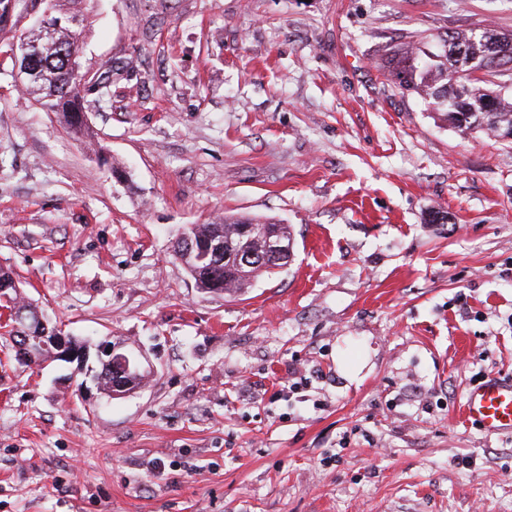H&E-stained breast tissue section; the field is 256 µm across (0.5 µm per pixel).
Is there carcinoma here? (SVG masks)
<instances>
[{"label": "carcinoma", "instance_id": "cac0c4a2", "mask_svg": "<svg viewBox=\"0 0 512 512\" xmlns=\"http://www.w3.org/2000/svg\"><path fill=\"white\" fill-rule=\"evenodd\" d=\"M63 0H0V88L13 86L14 57L8 55L14 41L24 37L39 57L40 72L25 84V93L45 112H56L61 122L80 140L92 138L86 112L91 107L88 95L96 88L107 87L108 78L97 76L92 85L83 82L85 71L79 65V42L89 18L62 7ZM50 11L51 25L58 27L55 37L47 36L39 25V17ZM503 34L493 29L480 32L452 33L443 40L444 50L423 65H418L421 50L415 42L406 43L397 51L393 60V73L398 86L429 101L437 111V119L451 125L463 134L493 132L501 135L512 128V93L501 77L512 69V54L499 59L498 65L485 77L471 79L467 67L459 61L448 59L446 48L458 49L466 57L484 59L496 52ZM247 222L244 217L226 216L224 221L213 224H192L186 234L195 240L218 237L224 240V253L219 265L211 260L200 261L195 257L181 259L195 286L203 287L209 277L218 276L224 282V294L235 295L251 287L260 277L279 269L259 259L249 267L237 264L238 252L246 249L261 255L267 241L262 236L250 240L240 239L237 226ZM28 308L24 321L14 316V308L5 306L6 326L15 343H29L36 350V358L47 356L37 350L35 327L38 321L33 304Z\"/></svg>", "mask_w": 512, "mask_h": 512}]
</instances>
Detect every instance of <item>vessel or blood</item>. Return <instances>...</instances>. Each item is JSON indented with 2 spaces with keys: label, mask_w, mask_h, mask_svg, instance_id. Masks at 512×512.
<instances>
[{
  "label": "vessel or blood",
  "mask_w": 512,
  "mask_h": 512,
  "mask_svg": "<svg viewBox=\"0 0 512 512\" xmlns=\"http://www.w3.org/2000/svg\"><path fill=\"white\" fill-rule=\"evenodd\" d=\"M464 414L488 432H512V382L490 377L470 388Z\"/></svg>",
  "instance_id": "1"
}]
</instances>
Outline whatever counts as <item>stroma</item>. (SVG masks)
<instances>
[{"label": "stroma", "instance_id": "35a3bbf8", "mask_svg": "<svg viewBox=\"0 0 512 512\" xmlns=\"http://www.w3.org/2000/svg\"><path fill=\"white\" fill-rule=\"evenodd\" d=\"M118 74L94 144L0 89V268L65 335L139 347V390L0 329V512H512V141L438 126L394 47L512 34V0H84ZM289 225L288 266L200 293L171 244ZM463 407L466 419L486 431L512 432V382L487 378L467 391Z\"/></svg>", "mask_w": 512, "mask_h": 512}]
</instances>
